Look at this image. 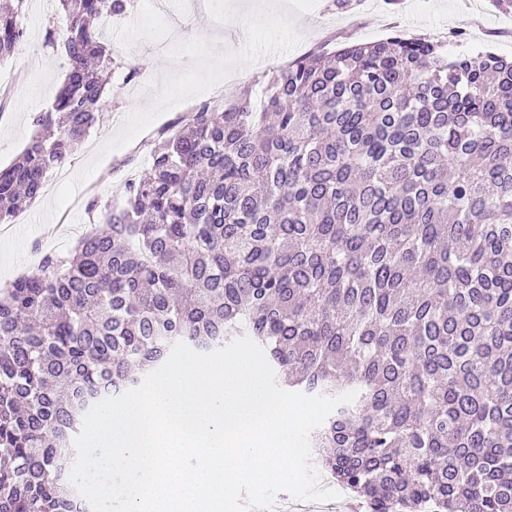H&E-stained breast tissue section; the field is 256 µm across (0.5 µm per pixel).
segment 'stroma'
<instances>
[{
    "label": "stroma",
    "mask_w": 512,
    "mask_h": 512,
    "mask_svg": "<svg viewBox=\"0 0 512 512\" xmlns=\"http://www.w3.org/2000/svg\"><path fill=\"white\" fill-rule=\"evenodd\" d=\"M202 9L203 0H129L126 13L104 25L103 38L111 45L113 58L106 87L109 104L68 162L49 175L45 193L6 225L9 233L32 221L37 227L24 241V262L0 274V287L33 271L42 254H63L73 248L99 221L98 213L88 209L90 200L113 198L123 181L146 172L155 139L173 130L178 118L191 110L187 101L162 113L130 145L107 153L80 184L73 202L51 222H40L61 181L89 163L134 107L153 102L155 92L148 89V82L163 79L174 69L165 56L170 42L200 37L221 49L242 47L246 38L242 24L201 18ZM57 12V0H28L26 36L10 57L0 61V89L9 92L7 100H0V168L23 152L35 133L34 115L47 110L64 80L65 59L47 43L48 37H64L63 32L51 30ZM293 21L301 36L298 46L284 55L266 57L260 74L246 68L234 71L205 93V100L223 107L233 89L245 86L262 93L268 75L286 62L320 49L378 40L390 25L409 36L430 38L437 37L444 25L449 32L472 38L473 50L512 58V13L501 12L494 2L477 11L468 7L467 0H318L312 11L294 15Z\"/></svg>",
    "instance_id": "obj_1"
}]
</instances>
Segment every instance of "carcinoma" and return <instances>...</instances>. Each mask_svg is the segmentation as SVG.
<instances>
[{
  "instance_id": "cac0c4a2",
  "label": "carcinoma",
  "mask_w": 512,
  "mask_h": 512,
  "mask_svg": "<svg viewBox=\"0 0 512 512\" xmlns=\"http://www.w3.org/2000/svg\"><path fill=\"white\" fill-rule=\"evenodd\" d=\"M67 74L0 224L101 117L112 50L59 0ZM27 0H0V61ZM65 254L0 288V512H89L69 482L88 410L176 342L248 336L285 387L357 392L310 436L371 512H512V60L394 33L204 101Z\"/></svg>"
}]
</instances>
